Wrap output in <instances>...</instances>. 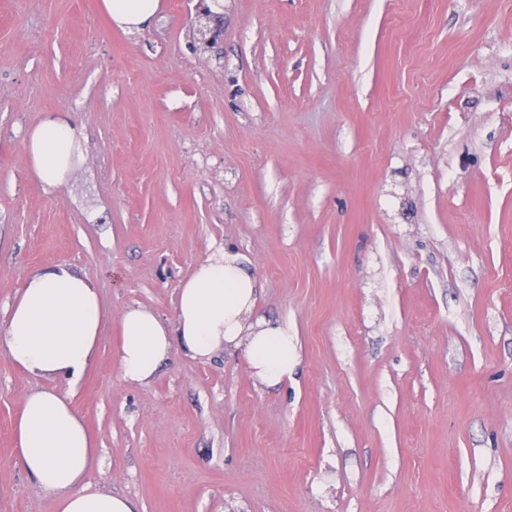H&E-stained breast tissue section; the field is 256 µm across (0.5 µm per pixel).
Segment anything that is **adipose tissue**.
I'll list each match as a JSON object with an SVG mask.
<instances>
[{
	"label": "adipose tissue",
	"instance_id": "adipose-tissue-1",
	"mask_svg": "<svg viewBox=\"0 0 512 512\" xmlns=\"http://www.w3.org/2000/svg\"><path fill=\"white\" fill-rule=\"evenodd\" d=\"M118 27H148L160 0H103ZM32 175L46 187L63 182L81 153L67 117L46 115L26 138ZM258 284L233 247L219 245L181 284L175 315L166 323L133 308L120 320L117 360L125 379L150 382L173 351L206 361L219 350L242 351L252 375L266 385L287 380L298 365V338L287 322L256 316ZM104 319L98 292L63 269L32 276L8 308L0 343L14 364L46 378L80 379L87 371ZM16 458L58 512H138L129 497L87 483L97 461L94 439L70 401L34 390L23 399L15 425Z\"/></svg>",
	"mask_w": 512,
	"mask_h": 512
}]
</instances>
